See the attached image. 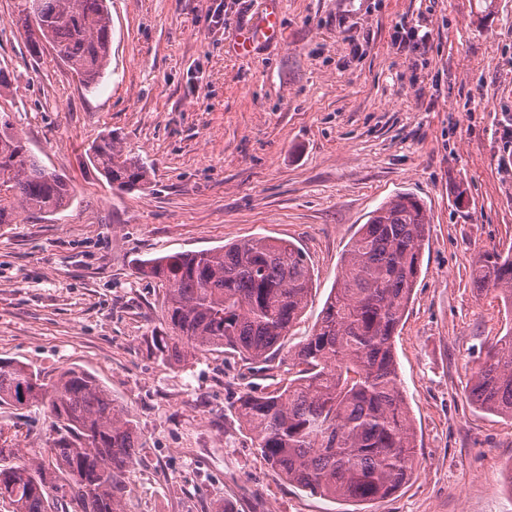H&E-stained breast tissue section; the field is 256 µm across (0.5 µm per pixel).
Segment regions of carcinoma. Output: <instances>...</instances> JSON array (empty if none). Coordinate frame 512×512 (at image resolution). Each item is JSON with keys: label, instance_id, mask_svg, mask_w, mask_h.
I'll return each mask as SVG.
<instances>
[{"label": "carcinoma", "instance_id": "1", "mask_svg": "<svg viewBox=\"0 0 512 512\" xmlns=\"http://www.w3.org/2000/svg\"><path fill=\"white\" fill-rule=\"evenodd\" d=\"M37 54L48 44L96 91L108 66L107 0H20ZM93 164L120 189H145L150 167L123 153L112 134L90 148ZM73 188L48 168L0 114V224L26 208L52 215ZM431 224L426 206L399 194L375 209L347 250L312 334L288 351L291 376L275 389L242 393L236 411L270 468L299 489L353 505L392 495L411 477L416 434L405 403L394 338L420 272ZM138 273L164 287L166 331L152 340L165 361L220 349L273 359L312 291L305 253L289 240L252 238L218 250L141 261ZM479 290L512 306V255L479 253ZM480 409L512 419V327L496 338L468 388ZM41 405L55 419L48 462L0 448V498L12 512H124L139 434L112 390L91 374L63 370L45 382L27 364L0 361V405Z\"/></svg>", "mask_w": 512, "mask_h": 512}]
</instances>
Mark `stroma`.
I'll list each match as a JSON object with an SVG mask.
<instances>
[{"mask_svg": "<svg viewBox=\"0 0 512 512\" xmlns=\"http://www.w3.org/2000/svg\"><path fill=\"white\" fill-rule=\"evenodd\" d=\"M18 0H0V113L72 204L0 224V359L44 379L78 367L134 417L141 447L126 512H352L262 459L233 403L288 376L230 352L171 365L164 289L140 260L264 236L296 243L312 293L287 336H309L370 213L420 199L430 231L395 338L417 434L409 481L361 512H512V419L467 382L512 312L471 281L479 252L512 250V0H283L281 35L236 52L269 0H112L109 65L88 93L52 48L29 52ZM424 18L423 51L393 44ZM112 132L151 167L117 191L90 145ZM465 187L457 201V187ZM53 416L0 405V446L50 445Z\"/></svg>", "mask_w": 512, "mask_h": 512, "instance_id": "stroma-1", "label": "stroma"}]
</instances>
